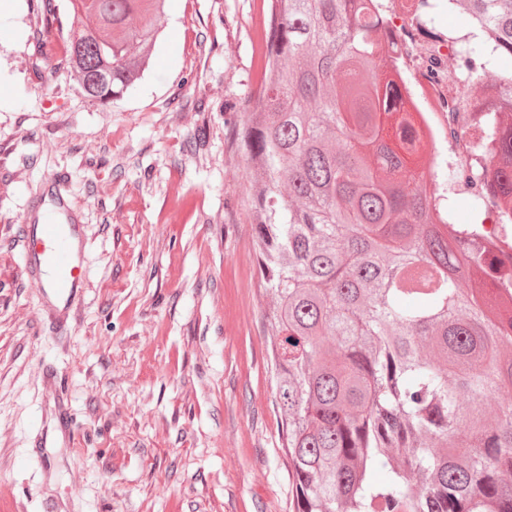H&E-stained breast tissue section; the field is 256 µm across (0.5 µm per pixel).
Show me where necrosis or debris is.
Segmentation results:
<instances>
[{
  "label": "necrosis or debris",
  "instance_id": "1",
  "mask_svg": "<svg viewBox=\"0 0 512 512\" xmlns=\"http://www.w3.org/2000/svg\"><path fill=\"white\" fill-rule=\"evenodd\" d=\"M391 33L387 45V69L392 78L402 81L410 112L421 122L432 147L425 167L440 165L439 147H447L452 165L466 179H473L484 200V236L477 245L495 255L504 264L512 263V242L495 231L505 223L506 209L496 189L497 172L487 167L481 175L472 172L478 141L469 126L466 99L485 100L512 93V80L502 75L465 76L458 46L461 36L432 39L427 35L425 15L418 9L385 10Z\"/></svg>",
  "mask_w": 512,
  "mask_h": 512
}]
</instances>
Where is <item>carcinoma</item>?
Wrapping results in <instances>:
<instances>
[{
    "mask_svg": "<svg viewBox=\"0 0 512 512\" xmlns=\"http://www.w3.org/2000/svg\"><path fill=\"white\" fill-rule=\"evenodd\" d=\"M65 59L101 105L140 79L164 0H69ZM265 69L235 129L293 512H512V284L448 234L454 173L385 76L374 0H267ZM498 44L472 75L512 73V0H463ZM512 96L472 113L479 168L512 206Z\"/></svg>",
    "mask_w": 512,
    "mask_h": 512,
    "instance_id": "1",
    "label": "carcinoma"
}]
</instances>
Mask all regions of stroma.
I'll use <instances>...</instances> for the list:
<instances>
[{
    "label": "stroma",
    "instance_id": "1",
    "mask_svg": "<svg viewBox=\"0 0 512 512\" xmlns=\"http://www.w3.org/2000/svg\"><path fill=\"white\" fill-rule=\"evenodd\" d=\"M256 0H166L134 89L87 101L0 13V512H292L252 247L251 164L231 122L255 88ZM66 172L84 211L80 322L55 335L21 275L15 218ZM79 449L31 456L47 364ZM81 499L66 500L68 488Z\"/></svg>",
    "mask_w": 512,
    "mask_h": 512
}]
</instances>
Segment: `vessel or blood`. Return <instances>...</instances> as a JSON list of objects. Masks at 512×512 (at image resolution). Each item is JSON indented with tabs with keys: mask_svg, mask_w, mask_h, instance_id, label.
<instances>
[{
	"mask_svg": "<svg viewBox=\"0 0 512 512\" xmlns=\"http://www.w3.org/2000/svg\"><path fill=\"white\" fill-rule=\"evenodd\" d=\"M18 238L22 273L40 300V316L57 331L68 330L88 279L87 236L77 210L61 191H54L48 200L22 214ZM63 378V370L57 367L43 374V406L34 448L79 444Z\"/></svg>",
	"mask_w": 512,
	"mask_h": 512,
	"instance_id": "obj_1",
	"label": "vessel or blood"
}]
</instances>
